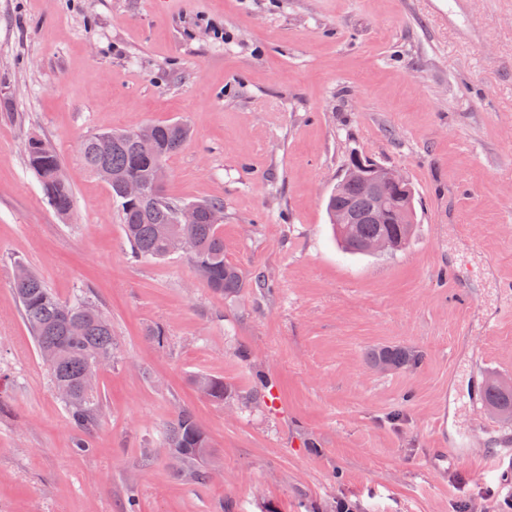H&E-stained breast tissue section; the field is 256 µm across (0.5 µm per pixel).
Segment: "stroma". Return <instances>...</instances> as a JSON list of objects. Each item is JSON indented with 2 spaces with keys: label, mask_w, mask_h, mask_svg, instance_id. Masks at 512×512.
<instances>
[{
  "label": "stroma",
  "mask_w": 512,
  "mask_h": 512,
  "mask_svg": "<svg viewBox=\"0 0 512 512\" xmlns=\"http://www.w3.org/2000/svg\"><path fill=\"white\" fill-rule=\"evenodd\" d=\"M165 121L192 130L165 193L222 200L224 256L264 287L221 295L184 256L131 257L80 144ZM32 136L61 159L68 216L27 166ZM355 151L411 184L401 251L334 240L326 197ZM17 259L112 319L89 452L22 320ZM385 347L416 364L371 363ZM0 368V512H498L512 471L488 457L512 419L472 397L512 385V0H0ZM182 408L211 442L204 484L166 445ZM447 446L465 463L429 480ZM195 387L200 391L203 387L205 396L216 403H224V396L227 398V387L224 381L208 375L198 374L192 379Z\"/></svg>",
  "instance_id": "35a3bbf8"
}]
</instances>
